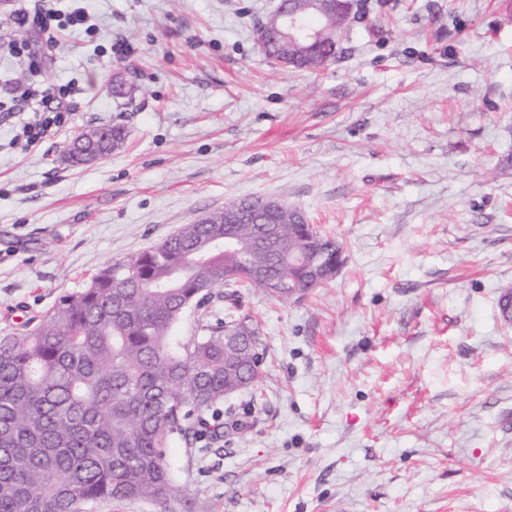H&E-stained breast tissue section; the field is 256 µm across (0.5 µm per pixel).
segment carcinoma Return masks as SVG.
Returning a JSON list of instances; mask_svg holds the SVG:
<instances>
[{
    "label": "carcinoma",
    "mask_w": 512,
    "mask_h": 512,
    "mask_svg": "<svg viewBox=\"0 0 512 512\" xmlns=\"http://www.w3.org/2000/svg\"><path fill=\"white\" fill-rule=\"evenodd\" d=\"M294 6L322 31L313 45L288 42L290 66L318 71L336 59L350 25L325 26L309 0ZM108 139L90 143L101 158L120 148L125 128L107 125ZM304 213L280 214L265 259L276 281L252 282L240 255L224 251V223L185 224L155 249L116 261L86 287L59 298L22 334L0 336V512H85L108 501L191 512L188 487L176 477L169 445L198 436L217 418L224 398L258 382V325L219 321L184 343L172 328L185 310L216 288L232 298L242 288L288 301V286L308 293L325 283L313 269L288 266V253L314 251ZM243 240L264 237L252 218L235 225Z\"/></svg>",
    "instance_id": "obj_1"
}]
</instances>
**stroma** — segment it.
<instances>
[{
	"mask_svg": "<svg viewBox=\"0 0 512 512\" xmlns=\"http://www.w3.org/2000/svg\"><path fill=\"white\" fill-rule=\"evenodd\" d=\"M381 2V35L354 20L310 73L260 47L278 0H82L90 31L59 32L44 75L78 88L73 123L22 154L0 117V336L245 197L343 246L301 299L218 288L176 324L247 316L265 347L224 401L245 432L172 445L194 512H512V0ZM103 123L124 147L64 163Z\"/></svg>",
	"mask_w": 512,
	"mask_h": 512,
	"instance_id": "1",
	"label": "stroma"
}]
</instances>
